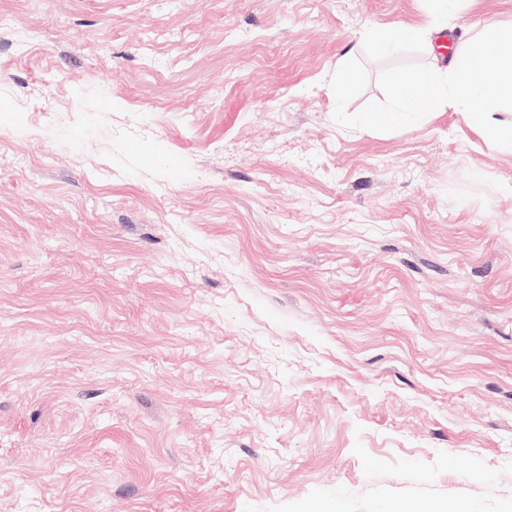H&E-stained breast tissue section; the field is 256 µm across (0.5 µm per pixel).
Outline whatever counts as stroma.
I'll return each instance as SVG.
<instances>
[{"instance_id":"35a3bbf8","label":"stroma","mask_w":512,"mask_h":512,"mask_svg":"<svg viewBox=\"0 0 512 512\" xmlns=\"http://www.w3.org/2000/svg\"><path fill=\"white\" fill-rule=\"evenodd\" d=\"M430 8L0 0V512H512V154L333 120Z\"/></svg>"}]
</instances>
